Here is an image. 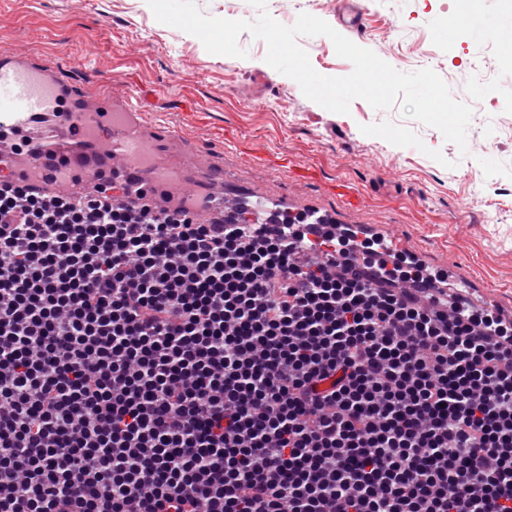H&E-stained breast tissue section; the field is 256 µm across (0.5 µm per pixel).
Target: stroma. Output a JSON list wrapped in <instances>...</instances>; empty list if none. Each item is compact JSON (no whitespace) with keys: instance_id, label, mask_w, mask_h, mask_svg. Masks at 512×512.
Instances as JSON below:
<instances>
[{"instance_id":"35a3bbf8","label":"stroma","mask_w":512,"mask_h":512,"mask_svg":"<svg viewBox=\"0 0 512 512\" xmlns=\"http://www.w3.org/2000/svg\"><path fill=\"white\" fill-rule=\"evenodd\" d=\"M367 33L358 46L401 72L439 66L453 97L473 115L467 154L435 128L373 109L349 113L307 99L264 60L250 34L236 58L207 52L198 38L159 23L147 0H0V52L21 51L93 94L141 100L153 149L183 175L198 160L223 170L252 195L297 209L318 206L340 224H373L395 249L429 269L453 267L479 301L512 312V113L491 106L512 86L497 65L505 0H364ZM279 22L303 12L336 21V0H267ZM319 73L344 76L349 61L324 36L298 40ZM285 159L267 166L260 155ZM315 170L312 180L294 172ZM360 193L350 209L338 183Z\"/></svg>"}]
</instances>
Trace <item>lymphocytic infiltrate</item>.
Returning a JSON list of instances; mask_svg holds the SVG:
<instances>
[{"instance_id": "obj_1", "label": "lymphocytic infiltrate", "mask_w": 512, "mask_h": 512, "mask_svg": "<svg viewBox=\"0 0 512 512\" xmlns=\"http://www.w3.org/2000/svg\"><path fill=\"white\" fill-rule=\"evenodd\" d=\"M144 197L0 179V512H512V324Z\"/></svg>"}]
</instances>
